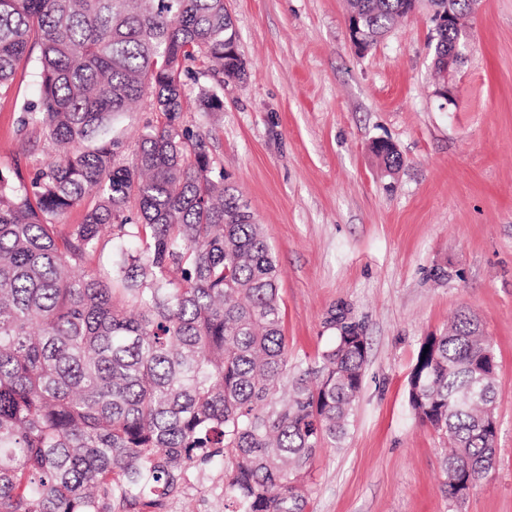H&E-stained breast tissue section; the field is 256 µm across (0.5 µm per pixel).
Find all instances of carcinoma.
Wrapping results in <instances>:
<instances>
[{"label": "carcinoma", "instance_id": "obj_1", "mask_svg": "<svg viewBox=\"0 0 512 512\" xmlns=\"http://www.w3.org/2000/svg\"><path fill=\"white\" fill-rule=\"evenodd\" d=\"M411 7L349 0L374 31ZM233 27L224 0H0V87L36 56L40 106L21 125L67 147L28 182L0 175V512H164L200 464L224 466V512H306L317 449L348 432L362 327L334 306L333 344L288 357L272 247L184 121V78L212 112L214 88L246 75ZM466 35L431 41L438 78ZM143 100L160 120L131 149L107 128ZM111 239L136 248L89 267ZM489 350L463 311L410 373L415 417L453 444L450 498L494 454L495 382L472 371Z\"/></svg>", "mask_w": 512, "mask_h": 512}]
</instances>
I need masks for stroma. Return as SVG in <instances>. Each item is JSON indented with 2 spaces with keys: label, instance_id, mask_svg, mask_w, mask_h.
Returning a JSON list of instances; mask_svg holds the SVG:
<instances>
[{
  "label": "stroma",
  "instance_id": "obj_1",
  "mask_svg": "<svg viewBox=\"0 0 512 512\" xmlns=\"http://www.w3.org/2000/svg\"><path fill=\"white\" fill-rule=\"evenodd\" d=\"M247 63L220 111H190L276 255L289 353L330 343L328 310L350 309L367 339L363 386L341 446L321 449L306 512H512V0H480L470 47L435 96L428 7L365 53L349 40L347 0H226ZM37 66L0 88V175L55 156L24 134ZM403 158L380 168L373 140ZM446 267V279L432 272ZM475 315L497 360L492 468L462 500L440 490L444 436L408 400L421 342ZM224 471L192 470L166 512H222Z\"/></svg>",
  "mask_w": 512,
  "mask_h": 512
}]
</instances>
